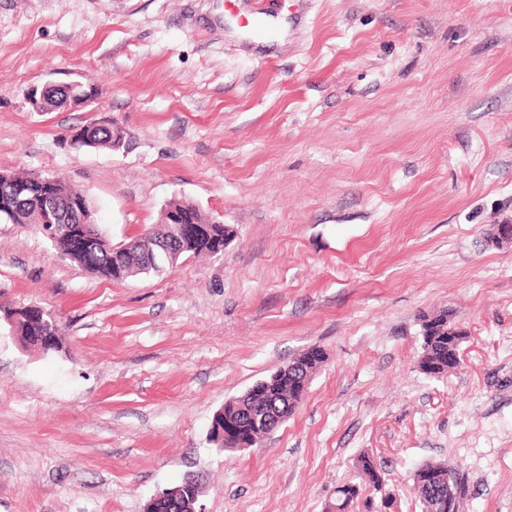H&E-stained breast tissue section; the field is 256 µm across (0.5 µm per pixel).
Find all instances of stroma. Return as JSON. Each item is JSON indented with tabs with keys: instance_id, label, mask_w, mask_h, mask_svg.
<instances>
[{
	"instance_id": "stroma-1",
	"label": "stroma",
	"mask_w": 512,
	"mask_h": 512,
	"mask_svg": "<svg viewBox=\"0 0 512 512\" xmlns=\"http://www.w3.org/2000/svg\"><path fill=\"white\" fill-rule=\"evenodd\" d=\"M93 102L34 111L32 88ZM113 118L124 149L70 134ZM0 171L81 188L120 243L172 201L230 227L218 256L113 282L0 220V512H144L184 475L205 512H512V0H0ZM57 323L24 341L8 308ZM453 312L462 364L417 367ZM326 360L256 446L214 414L310 347ZM372 457L373 486L358 470ZM85 87L86 85L80 81L68 83H47L42 86L40 92L38 87L33 88L30 92L29 100L37 112L53 110L55 108L50 107L48 103V95L51 89L58 88L62 89L65 93L61 108H76L85 105L92 98V86L90 84L87 85L89 90ZM456 466L451 463H434L428 462L417 468L415 471V475H420L424 472H429L432 475V480L436 485H443L448 490V502H442L440 507L435 506L434 496L431 495L427 490L420 484L415 482L413 479L414 487L418 493L420 502L423 506L424 512H448V505L451 502V499L455 495V510L454 512L459 511L460 500L464 495V486L459 477L458 469L456 468L455 478H456V494L454 493L453 486L450 482L448 470L455 469ZM422 471V472H420Z\"/></svg>"
}]
</instances>
